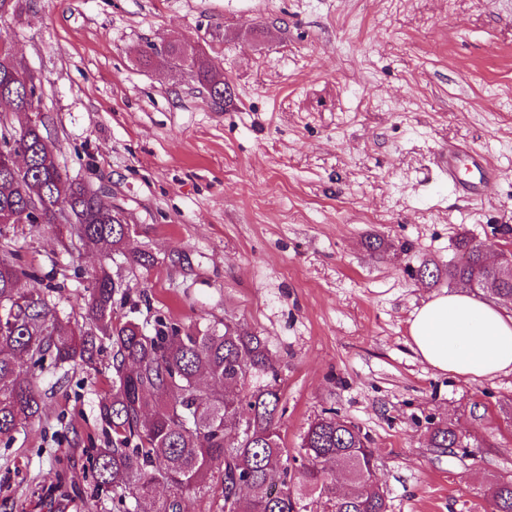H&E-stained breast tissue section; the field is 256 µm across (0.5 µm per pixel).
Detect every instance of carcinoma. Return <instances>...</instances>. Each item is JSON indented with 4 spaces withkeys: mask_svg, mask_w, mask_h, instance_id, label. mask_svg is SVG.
I'll use <instances>...</instances> for the list:
<instances>
[{
    "mask_svg": "<svg viewBox=\"0 0 512 512\" xmlns=\"http://www.w3.org/2000/svg\"><path fill=\"white\" fill-rule=\"evenodd\" d=\"M160 58L188 68L213 104L224 106V75L193 47L150 45L142 61ZM40 78L22 68L0 36V221L66 226L82 245L103 253L123 247L130 225L108 190L63 172L39 110ZM481 245L464 238L448 263V287H491L512 297V276L485 265ZM34 272L0 255V438H12L42 413L36 370L54 364L92 365L112 346V393L100 407L112 432L95 449L99 485L112 488L114 512H183L191 491L219 479L224 512H299L298 502L328 497L329 471L350 490L330 499V512H388L387 495L371 481L374 451L366 434L332 409L309 425L299 455L284 458L277 428L280 375L263 337L237 326L185 329L158 319L153 331L114 321L117 282L101 266L88 274L85 324L60 316L47 299L54 286L27 288ZM433 448H466L450 425L435 426ZM492 512H512V476L489 488Z\"/></svg>",
    "mask_w": 512,
    "mask_h": 512,
    "instance_id": "obj_1",
    "label": "carcinoma"
}]
</instances>
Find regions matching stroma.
Masks as SVG:
<instances>
[{"label": "stroma", "mask_w": 512, "mask_h": 512, "mask_svg": "<svg viewBox=\"0 0 512 512\" xmlns=\"http://www.w3.org/2000/svg\"><path fill=\"white\" fill-rule=\"evenodd\" d=\"M22 5L0 36L42 79L62 168L106 185L133 226L107 258L53 224L0 226L30 287L58 283L52 300L78 320L102 265L120 319L255 332L280 373L289 451L333 409L368 434L389 512H491L490 485L512 474V374L438 371L408 330L449 291L414 277L422 263L446 269L465 236L512 249V0ZM164 40L200 44L223 70V108L189 74L140 62ZM451 146L498 170L479 197L440 170ZM39 384L41 418L0 438V512H113L92 464L110 346L92 370L45 365ZM441 422L467 454L430 447Z\"/></svg>", "instance_id": "stroma-1"}]
</instances>
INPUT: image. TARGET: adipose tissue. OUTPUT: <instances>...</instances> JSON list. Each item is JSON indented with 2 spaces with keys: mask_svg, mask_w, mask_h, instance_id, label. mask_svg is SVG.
Instances as JSON below:
<instances>
[{
  "mask_svg": "<svg viewBox=\"0 0 512 512\" xmlns=\"http://www.w3.org/2000/svg\"><path fill=\"white\" fill-rule=\"evenodd\" d=\"M409 344L440 371L474 379L512 374V312L466 294L441 295L414 313Z\"/></svg>",
  "mask_w": 512,
  "mask_h": 512,
  "instance_id": "ef3b65f1",
  "label": "adipose tissue"
}]
</instances>
